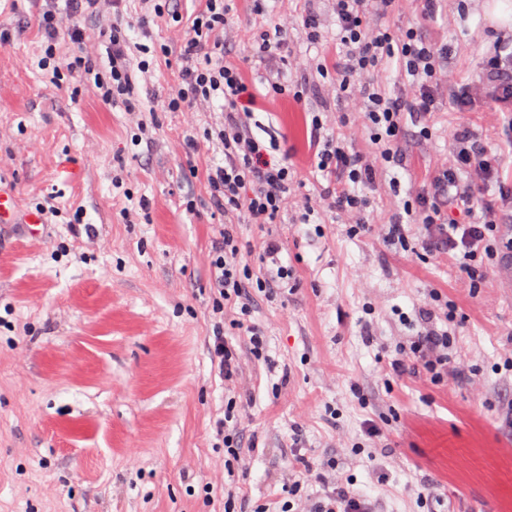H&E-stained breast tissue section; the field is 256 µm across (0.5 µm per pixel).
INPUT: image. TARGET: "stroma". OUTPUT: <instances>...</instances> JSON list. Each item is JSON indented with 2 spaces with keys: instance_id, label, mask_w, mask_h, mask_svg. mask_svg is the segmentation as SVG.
<instances>
[{
  "instance_id": "1",
  "label": "stroma",
  "mask_w": 512,
  "mask_h": 512,
  "mask_svg": "<svg viewBox=\"0 0 512 512\" xmlns=\"http://www.w3.org/2000/svg\"><path fill=\"white\" fill-rule=\"evenodd\" d=\"M459 2L447 0L428 35L454 41V66L467 72L497 27L496 0H471L463 24ZM314 7L320 45L298 34L284 54L288 76L311 85L303 98L270 94L260 69H241L256 92L254 132L276 141L307 194L316 183L312 115L336 109L313 68L318 57L336 62V21L328 0ZM199 8L180 0L178 17L150 18L154 36L178 47ZM300 8L276 0L259 16L252 0H232L225 40L247 44L255 28ZM38 11L36 0H0V28L13 32L0 46V190L15 197L18 218L0 226V512H224V380L207 346L209 254L224 231L206 180L217 157L205 134L212 106L200 105L192 128L182 113H157L152 140L137 142L134 118L104 106L93 84L70 94L42 77ZM463 121L497 148L499 116L487 102L433 117L438 129ZM406 145L403 192L449 156L440 136L412 132ZM403 192L373 190L375 213L402 209ZM48 198L59 221L30 234L22 220ZM142 198L148 213L132 218L127 209ZM318 219L236 227L253 273L260 239L282 235L280 260L297 286L287 307L255 301L250 321L265 331V359L224 323L243 353L237 390L250 404L238 512L277 501L288 469L327 458L374 512H512V373L496 369L512 355V274L497 268L472 288L450 258L414 263L351 236L328 208ZM435 290L460 316L439 386L389 371ZM371 423L382 427L378 439L365 435Z\"/></svg>"
}]
</instances>
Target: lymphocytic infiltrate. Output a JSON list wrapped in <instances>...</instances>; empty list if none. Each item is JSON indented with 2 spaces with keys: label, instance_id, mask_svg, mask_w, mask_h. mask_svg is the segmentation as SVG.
I'll list each match as a JSON object with an SVG mask.
<instances>
[{
  "label": "lymphocytic infiltrate",
  "instance_id": "obj_1",
  "mask_svg": "<svg viewBox=\"0 0 512 512\" xmlns=\"http://www.w3.org/2000/svg\"><path fill=\"white\" fill-rule=\"evenodd\" d=\"M121 2L46 0L37 22L43 38L38 66L52 84L63 89L75 79L94 84L103 105L122 107L147 126L161 111L182 113L192 123L200 102H220V112L207 127L210 141L221 154L220 162L207 173L210 204L224 216L222 240L210 261L213 311L220 315L238 312L237 324L248 335L252 355L264 358L265 334L249 321L253 295L259 292L283 299L291 295V274L279 259L285 244L274 234L261 239L265 269L260 278H252L243 267V250L234 226L243 218L251 224L281 223L300 182L294 169L275 159L272 146L254 133L250 110L254 94L242 82L240 66L261 64L269 91H290L302 97V89L291 87L284 68L275 61L295 33H304L313 43L320 41V16L310 8L300 10L292 18L254 32L245 49L234 51L220 36L229 13L227 0H204V9L194 17L179 45L180 83L145 101L136 92V76L152 70L169 53L167 45L150 40L147 18L173 13L178 0H145L139 41H131L124 25H111L99 32L105 57L87 56L81 48L78 19L99 16ZM330 2L336 17L338 60L335 68L319 62L315 70L329 77L337 101L349 105L344 119L349 132L336 135L321 115L312 117L313 169L325 182L318 198L328 201L334 213L345 219L351 235L380 238L405 251L413 262L452 257L470 287H480L504 251H512V238L502 233L503 225L512 223V181L502 178L505 165L512 161V35L495 37L482 57L479 78L473 80L449 69L453 46L435 43L426 33L440 13L442 0H414L417 21L410 26L387 22L399 0ZM65 17L72 21L66 28L61 25ZM64 39L71 45L65 64L59 55ZM390 66L396 67L402 89L379 80V73ZM477 94L499 112L507 149L492 152L469 123L448 127L444 131L451 145L448 161L437 167L402 211L374 216L369 189L401 186L396 171L406 165L408 125L419 126L420 136H435L431 114L444 107L469 111ZM361 138L369 139L370 150L358 148ZM439 316L452 322L457 312L447 297L436 292L420 309V328L405 345L403 358L392 361L393 374L410 370L430 384L443 382L450 362V334L435 326ZM245 417V407L232 397L217 421L224 452L236 461L241 458L240 428ZM335 469L330 459L304 468L289 482L281 504H263L255 512H294L301 481L311 475L331 483L332 489L307 503L305 512H369L366 498L349 484L332 483Z\"/></svg>",
  "mask_w": 512,
  "mask_h": 512
}]
</instances>
